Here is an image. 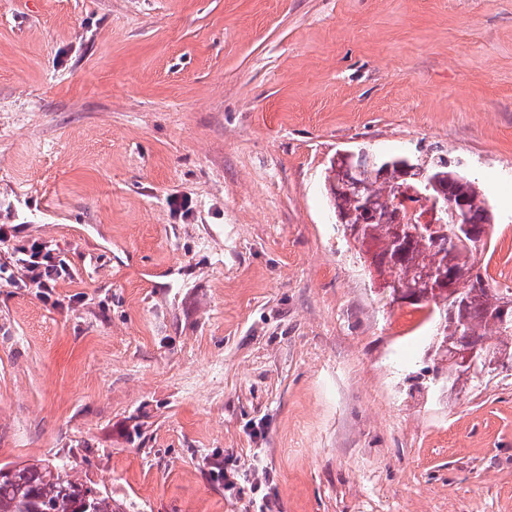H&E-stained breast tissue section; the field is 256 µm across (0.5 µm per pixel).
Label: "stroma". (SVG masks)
Masks as SVG:
<instances>
[{
  "mask_svg": "<svg viewBox=\"0 0 512 512\" xmlns=\"http://www.w3.org/2000/svg\"><path fill=\"white\" fill-rule=\"evenodd\" d=\"M444 157L512 286V0H0V467L121 512H512V374L428 392L324 177ZM71 268L58 304L16 247ZM18 253L21 256L16 258V262L23 274L14 280V287L37 288V295L44 302L52 300L60 281L72 277L68 264L44 243L34 241L30 246L20 247ZM216 465L217 471H214V474L224 481V489H234L241 479H251V484L256 492H262L266 487L267 471L260 459L253 458L247 469L243 471H228L224 470L221 464Z\"/></svg>",
  "mask_w": 512,
  "mask_h": 512,
  "instance_id": "35a3bbf8",
  "label": "stroma"
}]
</instances>
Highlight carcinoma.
<instances>
[{
	"mask_svg": "<svg viewBox=\"0 0 512 512\" xmlns=\"http://www.w3.org/2000/svg\"><path fill=\"white\" fill-rule=\"evenodd\" d=\"M412 163L422 178L400 180L398 169L385 161L357 153L352 165L332 160L326 180L336 216L344 231L364 246L370 266L388 288L412 285L425 292L440 276L447 290L433 293L432 319L439 328L432 353L434 370L448 373V387L479 385L476 376L453 362L455 355L479 348L499 366L512 364V288H490L482 276L454 278L465 266L478 264L483 232L492 227L486 193L475 180L448 166L443 158ZM412 186L419 197L445 198L437 211L442 234L433 239L420 224L403 222L392 203L396 188ZM0 512H114L112 496L92 482L80 481L64 462L24 463L0 475Z\"/></svg>",
	"mask_w": 512,
	"mask_h": 512,
	"instance_id": "carcinoma-1",
	"label": "carcinoma"
}]
</instances>
